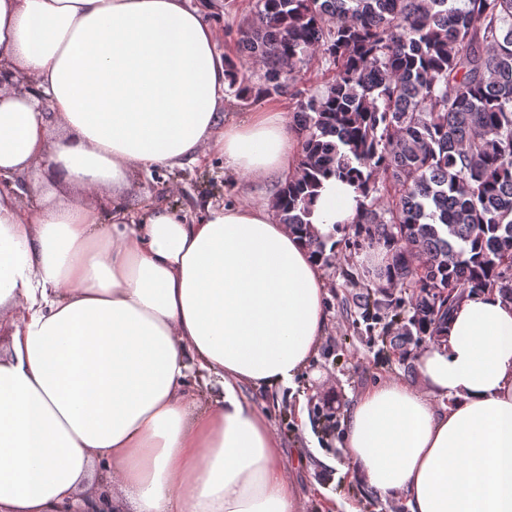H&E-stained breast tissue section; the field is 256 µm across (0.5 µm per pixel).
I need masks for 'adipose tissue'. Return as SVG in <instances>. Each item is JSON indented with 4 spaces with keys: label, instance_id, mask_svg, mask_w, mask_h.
<instances>
[{
    "label": "adipose tissue",
    "instance_id": "ef3b65f1",
    "mask_svg": "<svg viewBox=\"0 0 512 512\" xmlns=\"http://www.w3.org/2000/svg\"><path fill=\"white\" fill-rule=\"evenodd\" d=\"M218 34L191 0H0V512H300L257 392L293 386L327 326L323 270L264 205L194 218L122 198L138 171L196 161L288 178L284 112L225 124ZM60 190L27 202L38 165ZM361 195L325 181L321 236ZM417 382L362 391L345 451L408 512H512V301L459 303ZM110 496L83 497L88 484Z\"/></svg>",
    "mask_w": 512,
    "mask_h": 512
}]
</instances>
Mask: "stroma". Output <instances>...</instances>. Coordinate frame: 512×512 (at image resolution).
I'll return each mask as SVG.
<instances>
[{"label": "stroma", "instance_id": "35a3bbf8", "mask_svg": "<svg viewBox=\"0 0 512 512\" xmlns=\"http://www.w3.org/2000/svg\"><path fill=\"white\" fill-rule=\"evenodd\" d=\"M257 0H203L205 18L218 32V49L241 65L252 84H259L256 63L243 61L236 32L245 27ZM272 106L294 113L296 102L286 96L249 95L240 99L228 89L223 111L225 122L243 120L251 113ZM125 204L134 214L147 207L165 205L193 214L209 205L237 202L257 204L278 194L277 182L234 174L224 167V158L207 152L199 163L173 169L139 172ZM351 228H343L342 239L322 263L328 291L326 336L319 354L299 380V396L289 391L263 395L247 391L248 400L266 406L274 435L283 447L289 476L302 496V512H407L403 498L383 497L366 490L355 478L343 452L344 420L354 399L368 386L393 377L416 381L414 355L423 345L417 340L386 348L381 335L390 320L388 309H364L356 298L371 281L368 250L347 244ZM305 403L311 422L303 429L296 419L298 403Z\"/></svg>", "mask_w": 512, "mask_h": 512}]
</instances>
